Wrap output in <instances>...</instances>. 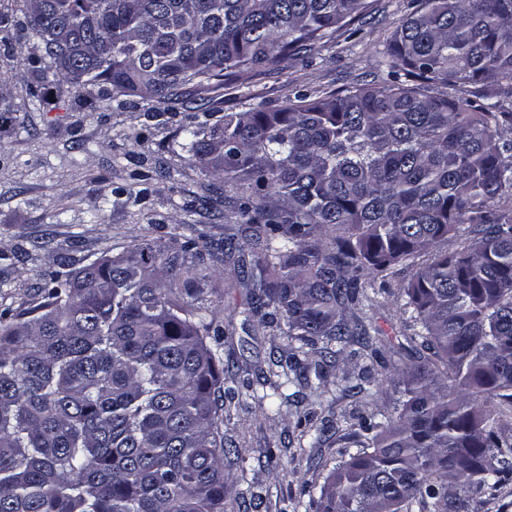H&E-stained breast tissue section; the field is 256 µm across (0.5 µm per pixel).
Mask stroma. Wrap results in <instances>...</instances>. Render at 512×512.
I'll list each match as a JSON object with an SVG mask.
<instances>
[{
  "instance_id": "obj_1",
  "label": "stroma",
  "mask_w": 512,
  "mask_h": 512,
  "mask_svg": "<svg viewBox=\"0 0 512 512\" xmlns=\"http://www.w3.org/2000/svg\"><path fill=\"white\" fill-rule=\"evenodd\" d=\"M410 11L411 0H373L358 30H340L332 41L286 59L280 70L254 74L249 98L225 86L212 93L213 106L238 112L262 102L281 105L299 92L318 98L382 83L388 39ZM38 46L35 37L0 32V113L13 118L0 127V310L38 305L44 273L64 256L91 261L141 240L187 233L192 225L219 243L237 234L230 222L232 189L209 208L193 206L208 179L181 156V115L149 118L152 103L138 100L104 109L95 87L74 99L52 74L39 80L31 67H18V60L38 56ZM158 163L170 177L155 173ZM412 273L395 266L373 306L346 313L348 321L381 331L375 375L402 367L420 347L401 334V289ZM249 297L246 281L229 264L206 290V304L224 330L216 342L219 366L230 370L237 391L219 402L220 431L234 447L224 458L226 504L244 501L246 512H315L302 489L323 483L328 467L344 458L351 431L344 414H392L395 395L375 383L350 393L364 361L346 353L321 386L283 387L278 412H269L261 403L270 392L263 381L287 355L289 340L276 325L244 323L238 310ZM312 427L324 428L321 441L300 447L302 431Z\"/></svg>"
}]
</instances>
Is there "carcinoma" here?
I'll return each instance as SVG.
<instances>
[{
	"mask_svg": "<svg viewBox=\"0 0 512 512\" xmlns=\"http://www.w3.org/2000/svg\"><path fill=\"white\" fill-rule=\"evenodd\" d=\"M366 0H23L0 30L61 24L82 45L83 97L191 112L188 161L236 188L252 288L244 320L296 342L270 387L380 331L344 311L424 250L466 232L402 287L405 329L431 352L391 383L395 415H354L358 451L317 512H470L512 480V0H415L390 37V80L226 112L198 102L312 50ZM466 85V95L436 92ZM219 260L207 235L134 244L51 272L34 308L0 312V512H224L219 335L200 303Z\"/></svg>",
	"mask_w": 512,
	"mask_h": 512,
	"instance_id": "obj_1",
	"label": "carcinoma"
}]
</instances>
